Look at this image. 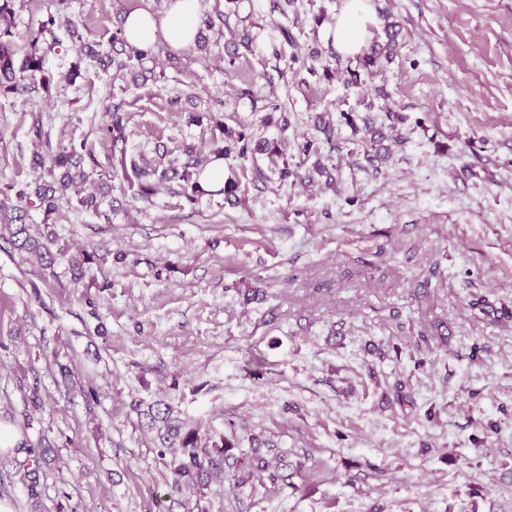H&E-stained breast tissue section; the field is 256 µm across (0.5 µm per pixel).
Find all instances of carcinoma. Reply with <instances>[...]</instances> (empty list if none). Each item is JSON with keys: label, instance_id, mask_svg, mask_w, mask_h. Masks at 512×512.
<instances>
[{"label": "carcinoma", "instance_id": "carcinoma-1", "mask_svg": "<svg viewBox=\"0 0 512 512\" xmlns=\"http://www.w3.org/2000/svg\"><path fill=\"white\" fill-rule=\"evenodd\" d=\"M12 0H0V86L3 82L17 85L14 68L15 43L13 37L14 11L11 8ZM54 25V18H49L38 30V35L30 37V52L25 56L20 72H35L42 69L43 56L40 55V35L43 28ZM82 155L72 148L51 159V165L45 166L44 157L36 155L37 166L47 168L48 179L38 182L34 187L21 189L16 193L18 204L7 205L0 203V224L6 226L13 238V245L19 250L37 257L49 267L56 261V255L51 250L50 235L40 232L38 225L27 222L29 209L37 207L49 217L57 210L56 195H64L76 183L72 168L80 166ZM205 164L202 158H196L187 164L183 171L172 170L173 177L191 183L193 191H199L198 183L192 181L193 171ZM133 173L139 180L140 195L147 198L157 191V183L153 176L157 170L146 166H133ZM150 422L156 425L157 437L160 442L161 456L171 452L169 467L175 476L178 486H202L213 479L224 478V462L228 460L227 447L224 442L202 438L199 432L187 427V424L172 416V410L164 408H148L145 413Z\"/></svg>", "mask_w": 512, "mask_h": 512}]
</instances>
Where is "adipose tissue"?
<instances>
[{
	"label": "adipose tissue",
	"instance_id": "1",
	"mask_svg": "<svg viewBox=\"0 0 512 512\" xmlns=\"http://www.w3.org/2000/svg\"><path fill=\"white\" fill-rule=\"evenodd\" d=\"M199 12L200 0H171L170 9L162 18L146 10H134L125 18L123 33L131 46L142 50L160 40L173 48H184L195 39ZM374 25L371 0H343L334 24L321 29L320 36L332 42L340 55L353 58L361 54Z\"/></svg>",
	"mask_w": 512,
	"mask_h": 512
}]
</instances>
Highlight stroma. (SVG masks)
Listing matches in <instances>:
<instances>
[{"label": "stroma", "mask_w": 512, "mask_h": 512, "mask_svg": "<svg viewBox=\"0 0 512 512\" xmlns=\"http://www.w3.org/2000/svg\"><path fill=\"white\" fill-rule=\"evenodd\" d=\"M168 5L13 0L16 63L55 24L42 71L0 89V201L39 181L35 155L73 146L104 192L94 210L70 192L30 213L53 250L95 254L82 280L0 234V425L52 445L37 466L0 456V502L512 512V0H372L399 33L371 69L319 35L342 0H200L205 45L93 61L121 52L125 13ZM228 129L279 149L225 158L232 199L177 180L140 195L133 160L180 168ZM156 403L234 459L269 442L287 483L174 490L144 416Z\"/></svg>", "instance_id": "obj_1"}]
</instances>
